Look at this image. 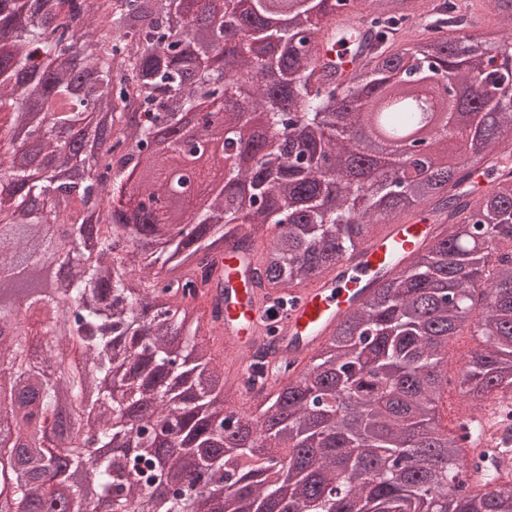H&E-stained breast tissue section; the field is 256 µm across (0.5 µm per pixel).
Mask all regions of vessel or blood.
Returning a JSON list of instances; mask_svg holds the SVG:
<instances>
[{
	"label": "vessel or blood",
	"mask_w": 512,
	"mask_h": 512,
	"mask_svg": "<svg viewBox=\"0 0 512 512\" xmlns=\"http://www.w3.org/2000/svg\"><path fill=\"white\" fill-rule=\"evenodd\" d=\"M437 227L418 218L386 225L384 230L362 244L356 255L340 259L328 277L310 288L293 292V301L278 319L280 353L307 357L334 329L339 320L360 309L369 294L383 281L401 272L414 251L431 242ZM269 240L255 242L250 255L226 247L218 259L224 269L239 268L244 260H257L269 248ZM205 302L220 312L221 342L226 351L248 350L260 343L268 317L260 288H240L223 296L219 286H211ZM466 433L464 455L473 461L492 447L496 430L491 412L468 413L458 422Z\"/></svg>",
	"instance_id": "b4317fda"
}]
</instances>
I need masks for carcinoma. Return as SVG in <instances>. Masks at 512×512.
I'll use <instances>...</instances> for the list:
<instances>
[{"label": "carcinoma", "mask_w": 512, "mask_h": 512, "mask_svg": "<svg viewBox=\"0 0 512 512\" xmlns=\"http://www.w3.org/2000/svg\"><path fill=\"white\" fill-rule=\"evenodd\" d=\"M291 1V23L271 27ZM223 2V16L210 22L179 14L175 0H0V34L11 35L0 46V113H21L25 98L38 96L43 117L30 136L54 161L60 143L50 129L63 123L75 137L64 182L33 154L0 160V215L22 214L51 190L54 223L83 244L58 248L39 215L16 221L0 235V289L33 285L24 307L58 320L42 354L65 355L76 342L84 350V364L47 373L33 337L21 335V309L1 305L0 405L20 400L25 423H48L65 406L92 412L89 439L140 449L90 468L79 447L11 449L38 473L16 484L18 512H54L57 489L41 476L62 461L83 468L62 512H86L92 493L111 512H268L274 496L284 512H512V481L497 466L475 467L483 490L467 489L465 436L443 426L445 386L433 372L442 344L474 326L486 345L465 360L461 397L477 408L512 390V102L482 95L470 103V124L449 119L436 132L439 143L469 144L494 175L478 195L466 166H438L422 182L410 162L384 169L349 135L389 95L380 112L390 133L418 120L416 102L394 84L415 76L411 59L462 88L497 75L486 71L478 0L422 11L418 0H367L364 17L345 23L336 21L343 0H251L243 13ZM485 2L512 22V0ZM226 23L239 57L216 87L204 64L221 54L216 37ZM317 38L350 43L351 71L319 62ZM75 49L88 60L80 74L66 60ZM240 89L248 106L225 112L223 126L182 132L183 113ZM249 108L272 113L270 133L240 137ZM125 112L147 120L115 126ZM159 127L185 147L219 138L224 151L247 148L257 161L229 170L228 191L176 224L157 195L163 170L155 183L123 186L114 172L134 154L90 161L111 132L112 151L129 141L149 152ZM338 171L336 185L329 176ZM109 180L112 198L101 205L97 188ZM240 183L257 199L240 196ZM420 209L439 219L435 241L306 362L276 357L272 339L260 344L267 360L253 363L245 386L259 379L265 417L243 425L221 413L229 381L217 362L218 314L198 303L206 286L230 288L236 274L265 290L296 289L331 272L376 225ZM270 223L285 225L272 256L255 269L219 271L218 243L249 249ZM49 257L65 276L40 285L35 274ZM268 368L296 379L270 396ZM106 377L114 389L101 387Z\"/></svg>", "instance_id": "cac0c4a2"}]
</instances>
